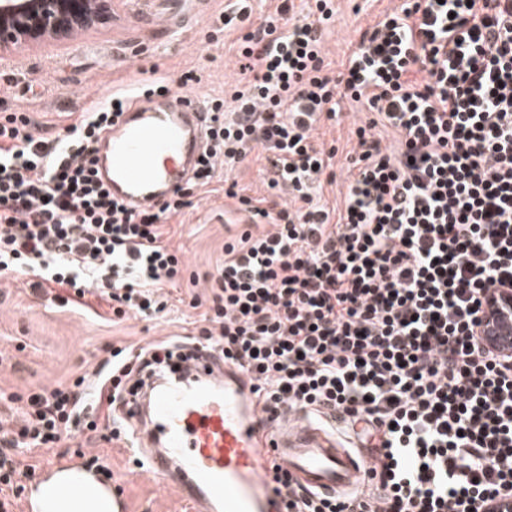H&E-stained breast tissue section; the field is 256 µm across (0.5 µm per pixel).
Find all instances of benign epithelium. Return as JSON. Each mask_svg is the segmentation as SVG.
Returning a JSON list of instances; mask_svg holds the SVG:
<instances>
[{"label":"benign epithelium","instance_id":"benign-epithelium-1","mask_svg":"<svg viewBox=\"0 0 512 512\" xmlns=\"http://www.w3.org/2000/svg\"><path fill=\"white\" fill-rule=\"evenodd\" d=\"M114 0H0V58L71 38L112 21ZM512 311V293L503 288L490 298L486 320ZM481 512H512V496L502 492Z\"/></svg>","mask_w":512,"mask_h":512}]
</instances>
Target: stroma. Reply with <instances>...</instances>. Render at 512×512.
<instances>
[{"label":"stroma","mask_w":512,"mask_h":512,"mask_svg":"<svg viewBox=\"0 0 512 512\" xmlns=\"http://www.w3.org/2000/svg\"><path fill=\"white\" fill-rule=\"evenodd\" d=\"M233 0H169L167 13L183 27L187 43L163 54L153 47L161 33L152 18L156 0L135 6L128 16L106 27L82 33L80 41L45 45L0 60V116L26 114L35 136L56 137L72 124L91 100L142 81L163 77L179 90L185 73H192L188 91L204 97L223 95L239 76L232 37L220 33L219 17ZM402 0H337L336 22L325 51L333 70H342L360 31L371 28L382 12ZM354 105L341 102L332 124L316 132L324 145H335L337 183L324 187L322 201L340 205L346 177L348 140L357 122ZM235 181L238 196L269 197L262 163L254 159L233 171H218L209 192H199L192 208L170 221L169 244L178 250L188 273L199 284L181 281L170 288L173 299L159 318L133 316L112 324L105 311L71 310L32 295L25 276L0 277V417L10 418L9 395L29 394L36 386L66 383L91 375L113 346L137 348L170 336L198 335L200 312L190 307L193 295H207L208 278L224 255V242L240 232L248 217L237 198L224 195L226 181ZM91 454L108 465L100 478L123 499L126 512H193L190 501L137 468L123 441L87 442L85 436L55 448L24 452L26 463L45 469L58 464L81 467Z\"/></svg>","instance_id":"35a3bbf8"}]
</instances>
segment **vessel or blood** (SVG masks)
<instances>
[{"mask_svg": "<svg viewBox=\"0 0 512 512\" xmlns=\"http://www.w3.org/2000/svg\"><path fill=\"white\" fill-rule=\"evenodd\" d=\"M209 113L187 91L135 93L99 143L98 171L132 209L171 197L193 171ZM125 420L148 471L195 512H279L265 472L277 460L307 490L352 496L370 458L339 442L305 413L262 425L244 375L215 353L188 349L152 375V402L130 399Z\"/></svg>", "mask_w": 512, "mask_h": 512, "instance_id": "obj_1", "label": "vessel or blood"}]
</instances>
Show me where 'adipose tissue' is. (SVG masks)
Returning <instances> with one entry per match:
<instances>
[{
	"label": "adipose tissue",
	"mask_w": 512,
	"mask_h": 512,
	"mask_svg": "<svg viewBox=\"0 0 512 512\" xmlns=\"http://www.w3.org/2000/svg\"><path fill=\"white\" fill-rule=\"evenodd\" d=\"M73 481L82 487L78 506L60 497L56 485ZM33 512H115L111 490L98 481L96 475L80 468L61 470L55 477L40 483L31 494Z\"/></svg>",
	"instance_id": "1"
}]
</instances>
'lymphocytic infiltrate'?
Instances as JSON below:
<instances>
[{
  "instance_id": "f902f5d3",
  "label": "lymphocytic infiltrate",
  "mask_w": 512,
  "mask_h": 512,
  "mask_svg": "<svg viewBox=\"0 0 512 512\" xmlns=\"http://www.w3.org/2000/svg\"><path fill=\"white\" fill-rule=\"evenodd\" d=\"M334 0H282L237 37L243 59L230 100L209 98L206 148L186 187L132 211L96 178L101 135L129 107L117 92L62 135L35 137L21 114L0 117V275L20 273L62 305L106 304L113 321L155 317L164 286L186 265L167 221L192 205L218 168L262 150L275 208L238 197L263 232L224 243L198 343L250 377L266 421L284 411L336 415L374 461L358 497L305 490L279 464L268 478L284 512H472L512 492V355L477 329L489 293L512 289V0H404L360 32L332 75L325 34ZM350 101L367 111L352 131L341 208L315 202L335 183V150L314 133ZM391 131L384 139L383 131ZM177 339L113 348L85 377L19 400L0 423V512L34 466L21 448H53L113 427L135 375L172 358Z\"/></svg>"
}]
</instances>
